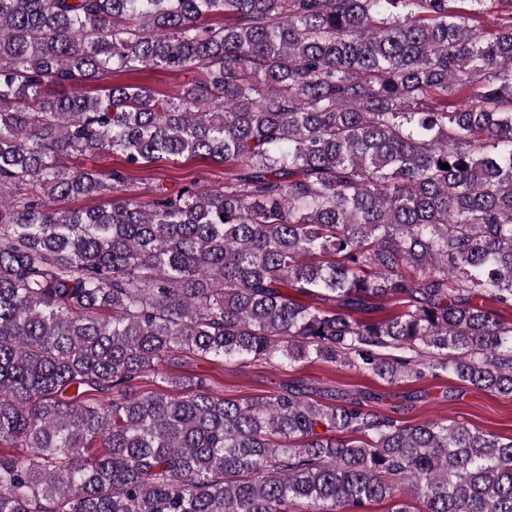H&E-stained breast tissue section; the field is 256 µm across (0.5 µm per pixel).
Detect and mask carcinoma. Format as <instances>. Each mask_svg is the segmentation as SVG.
Wrapping results in <instances>:
<instances>
[{
	"label": "carcinoma",
	"instance_id": "cac0c4a2",
	"mask_svg": "<svg viewBox=\"0 0 512 512\" xmlns=\"http://www.w3.org/2000/svg\"><path fill=\"white\" fill-rule=\"evenodd\" d=\"M485 2L0 0V512H512L511 435L168 371L512 397V324L484 304L512 308V9L488 32ZM157 68L196 77L86 90ZM87 153L238 170L143 199L62 163ZM179 371L202 379L213 393L228 401L270 397L284 385L303 384L309 397L327 403L330 395L371 393L379 398L370 407L408 424L451 419L470 427L508 436L512 434V397L477 390L444 374L421 381L388 384L377 377L347 367L322 363H299L292 367L276 363L217 362L184 354ZM310 389H312L310 391Z\"/></svg>",
	"mask_w": 512,
	"mask_h": 512
}]
</instances>
